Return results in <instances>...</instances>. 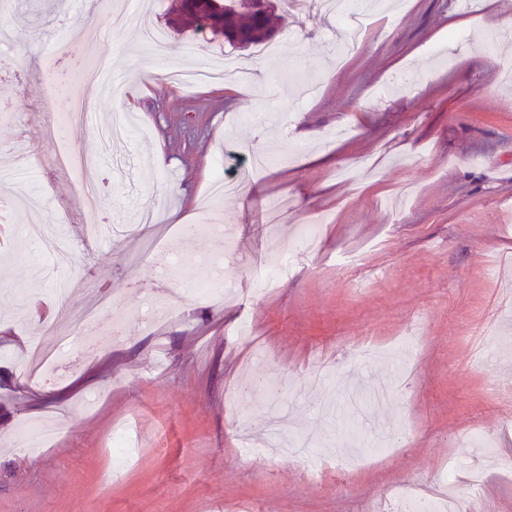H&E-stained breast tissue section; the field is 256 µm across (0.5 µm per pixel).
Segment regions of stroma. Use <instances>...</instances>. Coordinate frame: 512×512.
<instances>
[{
	"label": "stroma",
	"mask_w": 512,
	"mask_h": 512,
	"mask_svg": "<svg viewBox=\"0 0 512 512\" xmlns=\"http://www.w3.org/2000/svg\"><path fill=\"white\" fill-rule=\"evenodd\" d=\"M120 2L165 40L121 44L104 22L90 27L93 50L125 89L115 105L97 87L84 94L101 101L102 118L117 106L137 125L108 151L85 129L71 133L95 157V212L52 165L49 139L37 186L68 251L40 258L20 233L22 203L0 205V512H393L391 488L438 480L449 458L471 455L464 438L475 431L497 446L493 462L475 461L486 470L481 496L458 488L466 512H512L503 465L512 459V83L503 79L512 44L489 43L512 29V0H479L473 14L455 0H408L341 63V27L317 0L296 14L278 6L268 51L234 52L262 70L234 95L220 79L187 87L167 76L218 60L229 51L223 37L172 28L176 0ZM100 10L61 0L45 25L0 13L17 37L0 103L36 119L40 87L17 75L51 45L64 50L57 75H69L83 51L75 27ZM398 72L408 82L394 90ZM251 148L272 150L275 163L252 170ZM219 170L239 189L203 212ZM275 197L295 209L271 229L265 204ZM155 198L156 226L127 236ZM185 215L231 229L230 290L150 329L142 314L157 281L154 245L175 252L183 271L213 248L206 236L180 248ZM316 218V249L256 292L269 233L289 243ZM343 257L352 261L344 270ZM491 268L504 278H488ZM104 282L115 295L96 318L112 328L122 309L121 337L101 351L67 347L46 373L24 374L18 359L42 320L69 328L90 304L86 285ZM417 316L425 329L399 378L384 354ZM245 322L255 331L243 341ZM478 356L485 364L474 365ZM248 370L294 386L240 395ZM90 373L91 390H78ZM277 410L288 434L317 436L319 481L275 449L242 447L240 430ZM49 418L48 449L26 458L10 447L20 428ZM126 422L138 447L116 476L112 433ZM353 425L397 430L402 442L372 462L331 467Z\"/></svg>",
	"instance_id": "1"
}]
</instances>
